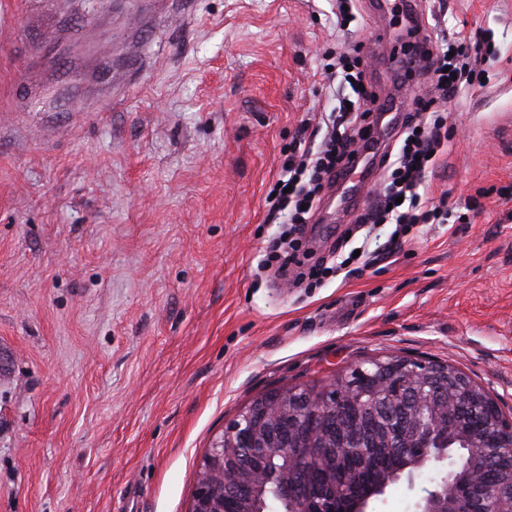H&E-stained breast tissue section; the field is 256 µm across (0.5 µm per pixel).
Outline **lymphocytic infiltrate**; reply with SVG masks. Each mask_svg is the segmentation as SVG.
Returning <instances> with one entry per match:
<instances>
[{
    "instance_id": "f902f5d3",
    "label": "lymphocytic infiltrate",
    "mask_w": 512,
    "mask_h": 512,
    "mask_svg": "<svg viewBox=\"0 0 512 512\" xmlns=\"http://www.w3.org/2000/svg\"><path fill=\"white\" fill-rule=\"evenodd\" d=\"M498 51L487 35L456 32L452 39L431 42L423 57L402 60L405 71L421 68L432 94L418 97L402 116L398 128V147L368 153L371 168L383 177V190L376 200L355 217L359 224H392L397 235L394 247H401V235L417 224H442L448 211L423 200L420 187L439 158L448 150V115L439 102L464 88L482 86L487 65ZM328 84H349L353 99L339 97L335 112L325 121L324 130L301 123L288 144L276 184L270 185L268 220L287 218L288 228L267 247L261 264L275 267L280 276H293L308 287H320L354 263V256L329 265L314 257L302 242L303 228L312 223L327 192L340 183L346 167L357 159L356 143H368V119L378 96L368 81L364 59L357 52L328 55L321 72Z\"/></svg>"
}]
</instances>
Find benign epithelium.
Masks as SVG:
<instances>
[{
    "label": "benign epithelium",
    "mask_w": 512,
    "mask_h": 512,
    "mask_svg": "<svg viewBox=\"0 0 512 512\" xmlns=\"http://www.w3.org/2000/svg\"><path fill=\"white\" fill-rule=\"evenodd\" d=\"M314 449L331 474L341 451L383 450L395 466L364 492L316 482ZM454 468L414 512H512V417L487 390L448 364L388 356L354 365L320 387H284L256 398L204 457L189 512H266L276 482L283 512H368L393 483L413 485L433 462Z\"/></svg>",
    "instance_id": "1"
}]
</instances>
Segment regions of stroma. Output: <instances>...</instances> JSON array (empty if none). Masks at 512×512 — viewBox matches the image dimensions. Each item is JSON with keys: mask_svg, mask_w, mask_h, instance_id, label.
<instances>
[{"mask_svg": "<svg viewBox=\"0 0 512 512\" xmlns=\"http://www.w3.org/2000/svg\"><path fill=\"white\" fill-rule=\"evenodd\" d=\"M501 51L420 189L448 221L320 288L258 275L266 192L364 45L384 106L400 14L361 0H0V512H188L202 460L258 396L375 356L453 365L512 414V0H416ZM388 39H378V30ZM354 209V208H353ZM325 199L308 238L382 249ZM398 483L369 512H413Z\"/></svg>", "mask_w": 512, "mask_h": 512, "instance_id": "obj_1", "label": "stroma"}]
</instances>
